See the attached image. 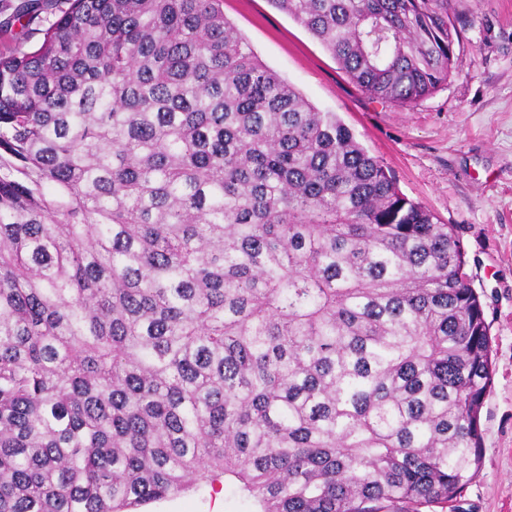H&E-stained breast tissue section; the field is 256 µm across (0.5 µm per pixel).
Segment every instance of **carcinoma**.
Returning a JSON list of instances; mask_svg holds the SVG:
<instances>
[{"instance_id": "cac0c4a2", "label": "carcinoma", "mask_w": 512, "mask_h": 512, "mask_svg": "<svg viewBox=\"0 0 512 512\" xmlns=\"http://www.w3.org/2000/svg\"><path fill=\"white\" fill-rule=\"evenodd\" d=\"M372 98L448 83L457 0H269ZM0 53V512L455 508L491 338L453 228L222 0H45ZM25 0H0V23L11 18L12 31L16 35L17 45L23 51H32L42 40V30L54 19L50 11L38 16L27 15L17 19L16 7ZM143 512H251L250 501L239 493L230 482L224 483V490L215 494L209 488L189 490L173 495L165 500L140 507Z\"/></svg>"}]
</instances>
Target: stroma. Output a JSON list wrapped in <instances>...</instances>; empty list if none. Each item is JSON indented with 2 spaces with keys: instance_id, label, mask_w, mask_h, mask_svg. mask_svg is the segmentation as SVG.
Instances as JSON below:
<instances>
[{
  "instance_id": "1",
  "label": "stroma",
  "mask_w": 512,
  "mask_h": 512,
  "mask_svg": "<svg viewBox=\"0 0 512 512\" xmlns=\"http://www.w3.org/2000/svg\"><path fill=\"white\" fill-rule=\"evenodd\" d=\"M0 0L22 50L53 16L17 17ZM458 66L447 85L397 111L363 92L300 23L269 0H223L225 18L258 60L317 109L334 112L391 173L400 192L453 227L492 340L493 383L480 414L482 463L457 512H512V0H460ZM142 512H252L233 483L189 490Z\"/></svg>"
}]
</instances>
